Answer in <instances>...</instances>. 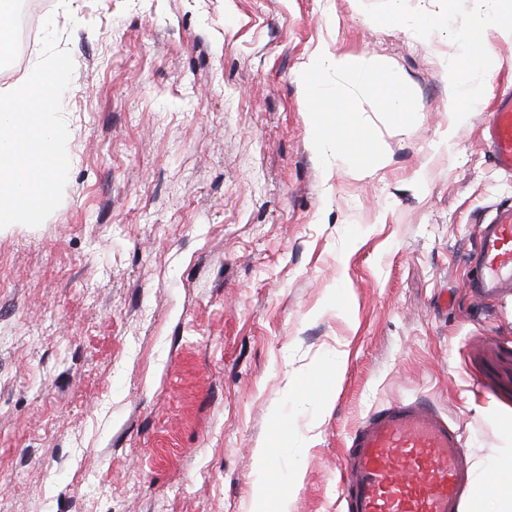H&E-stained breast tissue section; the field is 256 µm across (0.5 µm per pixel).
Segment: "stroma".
Wrapping results in <instances>:
<instances>
[{
	"mask_svg": "<svg viewBox=\"0 0 512 512\" xmlns=\"http://www.w3.org/2000/svg\"><path fill=\"white\" fill-rule=\"evenodd\" d=\"M73 157L39 227L0 228V512H262L254 450L314 439L293 512H346L360 421L430 399L484 453L512 431V297L466 286L512 204L480 115L376 0H56ZM321 43L401 74L388 163L326 178L295 78ZM353 224L365 232L336 243ZM339 298L343 312L330 305ZM339 373L320 371L328 349ZM331 390L276 422L287 377Z\"/></svg>",
	"mask_w": 512,
	"mask_h": 512,
	"instance_id": "stroma-1",
	"label": "stroma"
}]
</instances>
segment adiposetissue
I'll return each instance as SVG.
<instances>
[{
    "label": "adipose tissue",
    "mask_w": 512,
    "mask_h": 512,
    "mask_svg": "<svg viewBox=\"0 0 512 512\" xmlns=\"http://www.w3.org/2000/svg\"><path fill=\"white\" fill-rule=\"evenodd\" d=\"M381 13L388 24L431 51L438 73L448 81V131H455L470 117V104L481 97L492 70L495 38L512 40V0H382ZM451 33L448 48L439 37ZM309 436L289 438L282 459L289 489L278 498L276 512H291L293 495L303 472ZM483 472L494 474L489 485H478L476 498L490 512H512V447L479 456Z\"/></svg>",
    "instance_id": "adipose-tissue-1"
}]
</instances>
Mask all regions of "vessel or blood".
Listing matches in <instances>:
<instances>
[{"mask_svg": "<svg viewBox=\"0 0 512 512\" xmlns=\"http://www.w3.org/2000/svg\"><path fill=\"white\" fill-rule=\"evenodd\" d=\"M497 169L512 174V92L499 93L485 123ZM469 281L476 297L512 295V206L481 231ZM462 439L423 400L372 411L355 432L338 484L348 512H463Z\"/></svg>", "mask_w": 512, "mask_h": 512, "instance_id": "1", "label": "vessel or blood"}]
</instances>
